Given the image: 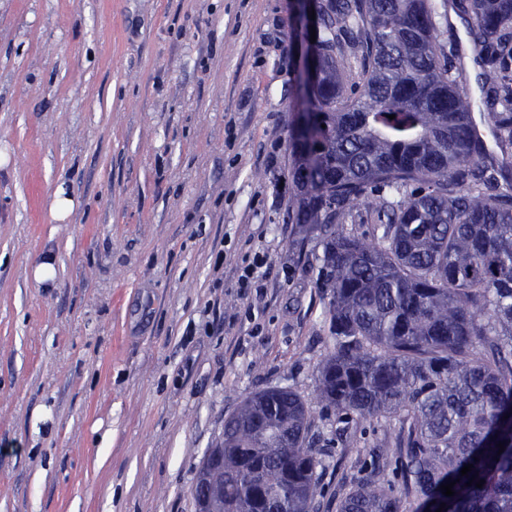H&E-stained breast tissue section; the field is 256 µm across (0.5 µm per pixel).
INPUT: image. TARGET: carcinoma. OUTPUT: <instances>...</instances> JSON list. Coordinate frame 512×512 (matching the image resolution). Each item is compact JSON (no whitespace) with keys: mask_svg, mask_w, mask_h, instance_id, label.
<instances>
[{"mask_svg":"<svg viewBox=\"0 0 512 512\" xmlns=\"http://www.w3.org/2000/svg\"><path fill=\"white\" fill-rule=\"evenodd\" d=\"M308 6L318 65L289 135L288 222L323 244L329 353L316 396L342 420L400 422L336 512H512V0ZM451 12L472 20L465 51L441 43ZM361 207L371 239L345 229ZM312 427L289 388L246 398L224 420V466L208 472L214 512H321Z\"/></svg>","mask_w":512,"mask_h":512,"instance_id":"cac0c4a2","label":"carcinoma"}]
</instances>
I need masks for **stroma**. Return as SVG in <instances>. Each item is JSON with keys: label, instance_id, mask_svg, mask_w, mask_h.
Segmentation results:
<instances>
[{"label": "stroma", "instance_id": "stroma-1", "mask_svg": "<svg viewBox=\"0 0 512 512\" xmlns=\"http://www.w3.org/2000/svg\"><path fill=\"white\" fill-rule=\"evenodd\" d=\"M304 52L288 0H0V512H196L276 386L327 500L368 474L383 431L316 398L322 244L288 221ZM263 265L264 260L259 255L255 256L252 263L243 268L242 274L238 278L239 288H243L245 291L251 288H256V290L264 288L265 272L259 271Z\"/></svg>", "mask_w": 512, "mask_h": 512}]
</instances>
